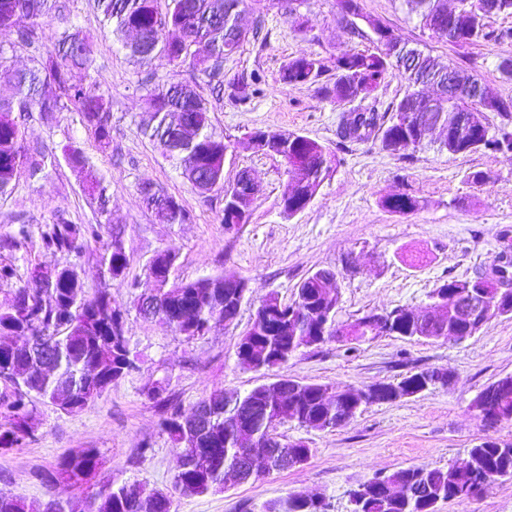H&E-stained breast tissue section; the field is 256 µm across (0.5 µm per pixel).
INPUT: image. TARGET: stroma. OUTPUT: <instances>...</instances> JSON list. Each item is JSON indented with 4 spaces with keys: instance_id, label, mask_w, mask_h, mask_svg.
Here are the masks:
<instances>
[{
    "instance_id": "1",
    "label": "stroma",
    "mask_w": 512,
    "mask_h": 512,
    "mask_svg": "<svg viewBox=\"0 0 512 512\" xmlns=\"http://www.w3.org/2000/svg\"><path fill=\"white\" fill-rule=\"evenodd\" d=\"M360 3L365 15L380 20L402 42L477 75L490 94L512 100V80L498 68L512 53V41L456 45L423 29L401 0ZM57 5L55 14L43 19L37 45L0 32V63L13 70L31 67L67 27H78L92 40L95 76L112 103V147L98 152L75 110L25 113L27 148L41 149L54 161L39 179L20 171L11 192L0 196V261L13 263L18 274L0 282V310L8 308L18 278L30 265L65 264L63 256L40 252L44 225L60 214L75 224L96 221L95 205L64 155L65 146H78L91 175L108 184L112 221L124 229L130 263L111 294L128 311L125 330L136 368L74 414L35 401V441L0 453V494L78 500L109 479L169 487L181 450L161 426L165 400L179 402L189 413L214 390L243 394L275 383V376L241 368L236 354L269 294L290 299L306 277L330 269L336 274L339 323L370 311H420L444 280L473 277L512 247L511 153L452 154L432 143L402 159L382 150L380 133L366 141L338 137L350 103L324 98L314 85L281 81L282 67L294 58H318L330 72L338 54L370 48V41L351 39L338 23L336 0H297L288 11L272 0H248L240 17L248 37L214 77L187 63L173 67L156 57L133 58L93 0H57ZM167 83L193 87L210 107L211 132L236 145L224 163L225 184L243 169L260 184L249 224L225 229L223 196L199 194L143 134L149 92ZM258 128L302 133L336 157L315 198L292 217L280 208L287 179L281 158L243 146ZM478 171L485 182L470 183L469 174ZM144 183L176 196L192 222L159 223L138 191ZM395 192L413 195L417 210L384 209L382 197ZM22 229L28 232L23 241L17 238ZM165 250L177 254L176 280L224 272L246 279L248 293L234 324H216L206 335L188 339L137 313V299L149 286L146 268ZM432 368L449 369L451 382L397 402L368 405L335 430L281 425L282 439L310 448L305 465L247 483L230 480L218 493L176 496L174 512H259L266 501L299 492L322 493L328 512H351V492L360 481L408 467L445 466L486 440L512 442V420L489 426L471 408L487 385L512 376V316L496 318L461 341L395 336L360 344L330 341L302 349L283 373L304 383L365 388ZM157 382L165 390L160 399H149L146 390ZM88 448L101 454V466L88 484L49 486L36 479V472L52 469L60 457ZM438 512H512V480L477 498L442 503Z\"/></svg>"
}]
</instances>
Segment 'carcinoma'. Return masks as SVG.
I'll return each mask as SVG.
<instances>
[{"instance_id": "carcinoma-1", "label": "carcinoma", "mask_w": 512, "mask_h": 512, "mask_svg": "<svg viewBox=\"0 0 512 512\" xmlns=\"http://www.w3.org/2000/svg\"><path fill=\"white\" fill-rule=\"evenodd\" d=\"M408 14L420 25L430 29L438 39L467 44L480 41L504 42L512 35L497 31L485 22L483 0H457L450 9L445 0H402ZM104 19L112 22L114 31L132 37L129 44L134 56H156L171 66L192 62L200 72L213 76L224 58L236 54L241 44L235 42L238 18L245 0H94ZM55 0H0V31L11 30L17 39L32 45L38 39L39 21L52 13ZM94 72L91 40L79 29L66 30L57 39L53 50L41 57L39 67L27 70L3 69L0 74L11 82L17 103L0 102V196L13 186L20 168L33 178L44 173L52 159L44 152L24 146L25 128L13 112H60L71 106L81 113L82 120L97 150L112 147L111 103L98 92ZM455 73L469 81L472 75L444 66L430 54L416 48L402 52L387 44L376 51L349 50L336 56L332 77L321 86L327 99L351 102L376 92L387 77L398 75L406 84L403 97L387 111L357 112L350 115L338 135L344 139H365L382 131L381 147L406 158L429 143L419 141L411 151L398 149V140L413 137L405 114L416 109L425 117L424 125H439L452 137L439 142V147L453 154L477 150L512 152V129L503 124L497 128L483 125L459 129L467 115L479 112H512V101H486L470 94L442 92L443 102L434 109L425 105L420 87L432 84L440 73ZM324 65L315 57H298L288 62L281 72L286 84L311 85L322 78ZM51 80L60 93L49 98L43 93ZM151 118L144 129L162 153L178 164L183 177L200 193L224 192V141L209 132L210 108L192 88L181 83L163 84L149 95ZM281 153L288 175L284 192L288 193V212L294 215L308 205V196L319 190L335 164L334 156L317 140L300 134ZM66 159L79 179L86 180L88 160L77 147L67 149ZM88 195L95 200L97 223L74 224L59 216L45 225L39 234V248L46 254L80 256L91 243L100 244L97 266L102 287L91 295L83 285L60 273L53 280L38 278L42 265L35 264L28 276L15 289L14 303L0 311V333L24 338V346L0 347V452L21 448L35 438L28 431L30 406L39 399L59 406L70 414L77 413L98 400L113 382L135 368V356L128 340L118 336L125 326V310L112 301L109 288L120 279L130 256L117 244L121 230L112 227L108 209V185L90 181ZM146 207L163 224H186L192 215L176 197L150 184L140 187ZM382 206L393 213L416 210L418 201L403 192L389 194ZM108 238H103L102 232ZM176 253L156 255L147 268L151 299L159 302L157 315L168 317L166 302H188L194 305V321L178 323L174 330L188 339L205 335L210 321L217 314H237L240 299L247 291L244 278L225 273L207 276L193 282H177L172 278ZM328 274L318 270L304 279L292 300L285 302L275 293L265 299L256 317H270L266 330L246 332L238 342L239 364L248 370L269 371L288 364L301 349L326 341L349 343L368 339L367 315L353 319L347 327L348 336L331 333L322 340L311 330L299 325L301 310L322 314L336 311L324 303L321 281ZM473 288L459 287L460 280L450 278L432 292L431 298L445 295L448 301V322L418 324L406 317V310L393 309L381 313L392 320L385 334L407 339H461L466 329L467 314L458 311L469 299L477 302L512 301V288H495L471 277ZM42 341L53 350L45 361L27 353V343ZM283 394L266 395L265 386H256L245 394L218 389L202 399L210 405L207 416L195 430L189 429L191 417L181 406H166L163 430L182 448L183 467L175 474L171 488L147 489L137 483L108 481L86 500L85 506L49 498L29 501L23 496H0V512H172L174 495H205L224 489L227 471L244 473L240 482L249 481L252 461L244 455L254 439H274L266 450L264 462L270 471H282L281 441L276 426L296 421L318 430H334L337 418L353 415L371 404L367 399L351 410L343 408L322 412L316 391L321 385L302 383L285 375L279 376ZM416 383L420 391L434 386L430 370L403 377L397 385ZM487 411L496 421L512 420V376L500 378L481 391ZM100 465L99 453L89 448L75 455L62 457L52 470L35 473L43 483L52 482L57 473L73 485L88 482ZM478 472L492 485L512 479V445L500 446L485 441L470 449L465 460L446 467H411L389 476H374L358 485L352 493L353 512H438L441 502L470 498L472 472ZM388 484H401L411 490L406 498L392 499L384 492ZM260 512H325L324 502L314 505L301 493H289L270 500Z\"/></svg>"}]
</instances>
